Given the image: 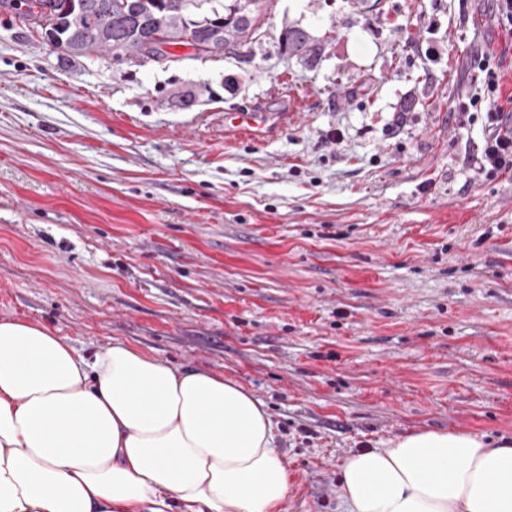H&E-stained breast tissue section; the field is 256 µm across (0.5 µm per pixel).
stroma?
<instances>
[{"label": "stroma", "mask_w": 512, "mask_h": 512, "mask_svg": "<svg viewBox=\"0 0 512 512\" xmlns=\"http://www.w3.org/2000/svg\"><path fill=\"white\" fill-rule=\"evenodd\" d=\"M172 52L53 51L0 8V318L245 386L286 512H338L343 458L418 429L512 439V174L448 114L475 55L512 78L493 0H271L236 52ZM250 109L289 118L225 128ZM311 44L308 32L297 25L285 27L278 38L279 49L282 53H304L310 59H318L319 52ZM288 119L285 112H228L224 115V122L237 127L241 132L249 135H263L273 126H279Z\"/></svg>", "instance_id": "1"}]
</instances>
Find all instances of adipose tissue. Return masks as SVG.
<instances>
[{"mask_svg":"<svg viewBox=\"0 0 512 512\" xmlns=\"http://www.w3.org/2000/svg\"><path fill=\"white\" fill-rule=\"evenodd\" d=\"M276 445L234 380L0 318V512H283ZM339 470L341 512H512V441L420 429Z\"/></svg>","mask_w":512,"mask_h":512,"instance_id":"adipose-tissue-1","label":"adipose tissue"}]
</instances>
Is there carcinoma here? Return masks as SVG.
Returning a JSON list of instances; mask_svg holds the SVG:
<instances>
[{
	"label": "carcinoma",
	"instance_id": "obj_1",
	"mask_svg": "<svg viewBox=\"0 0 512 512\" xmlns=\"http://www.w3.org/2000/svg\"><path fill=\"white\" fill-rule=\"evenodd\" d=\"M0 0V7L19 12L40 29L50 44L75 56L134 55L137 61L165 57L162 47L198 44L196 54L221 56L258 35L264 23L263 0ZM282 53L319 52L299 26L284 28Z\"/></svg>",
	"mask_w": 512,
	"mask_h": 512
}]
</instances>
